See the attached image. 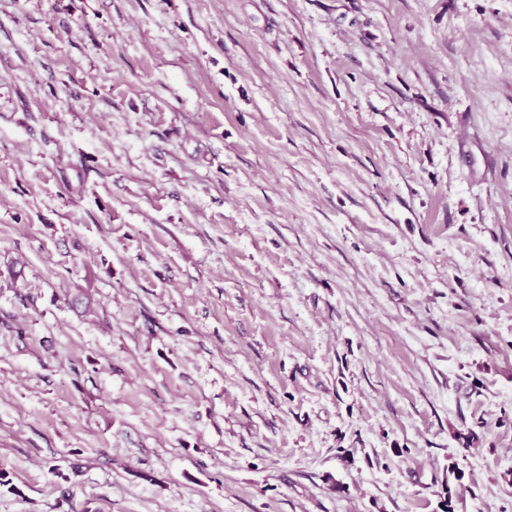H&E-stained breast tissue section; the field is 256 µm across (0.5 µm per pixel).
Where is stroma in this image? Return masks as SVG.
Masks as SVG:
<instances>
[{
	"mask_svg": "<svg viewBox=\"0 0 512 512\" xmlns=\"http://www.w3.org/2000/svg\"><path fill=\"white\" fill-rule=\"evenodd\" d=\"M0 512H512V0H0Z\"/></svg>",
	"mask_w": 512,
	"mask_h": 512,
	"instance_id": "obj_1",
	"label": "stroma"
}]
</instances>
